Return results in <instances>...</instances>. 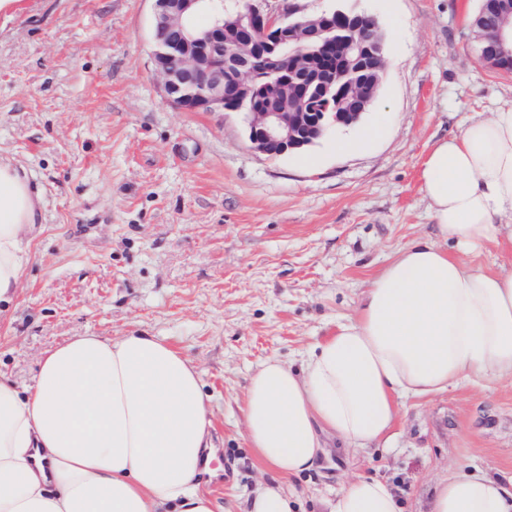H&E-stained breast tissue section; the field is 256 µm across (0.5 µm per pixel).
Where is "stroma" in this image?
<instances>
[{
  "instance_id": "obj_1",
  "label": "stroma",
  "mask_w": 512,
  "mask_h": 512,
  "mask_svg": "<svg viewBox=\"0 0 512 512\" xmlns=\"http://www.w3.org/2000/svg\"><path fill=\"white\" fill-rule=\"evenodd\" d=\"M270 4L365 12L388 38L362 119L284 156L250 144L243 114L166 101L152 0H22L0 24V155L44 200L32 261L0 313V374L33 386L40 357L81 334L163 338L198 369L216 450L204 488L226 512H246L276 479L245 439L251 375L271 357L299 366L356 317L394 254L435 232L419 191L431 146L512 104V74L477 52L480 0ZM391 433L387 448L329 441L314 471L283 485L302 512H327L350 478L372 474L405 512H430L449 469L511 478L512 383L408 401Z\"/></svg>"
}]
</instances>
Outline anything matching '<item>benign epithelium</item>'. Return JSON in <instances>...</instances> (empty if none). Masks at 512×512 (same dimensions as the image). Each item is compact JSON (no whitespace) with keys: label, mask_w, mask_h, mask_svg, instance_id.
<instances>
[{"label":"benign epithelium","mask_w":512,"mask_h":512,"mask_svg":"<svg viewBox=\"0 0 512 512\" xmlns=\"http://www.w3.org/2000/svg\"><path fill=\"white\" fill-rule=\"evenodd\" d=\"M152 39L166 100L188 112L245 114L251 145L299 152L329 130L356 124L375 101L387 61L378 22L365 12L281 16L267 0H153ZM208 9L207 29L192 19ZM512 0H482L480 58L512 71Z\"/></svg>","instance_id":"obj_1"}]
</instances>
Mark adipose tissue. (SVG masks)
Wrapping results in <instances>:
<instances>
[{
  "instance_id": "obj_1",
  "label": "adipose tissue",
  "mask_w": 512,
  "mask_h": 512,
  "mask_svg": "<svg viewBox=\"0 0 512 512\" xmlns=\"http://www.w3.org/2000/svg\"><path fill=\"white\" fill-rule=\"evenodd\" d=\"M420 179L435 240L399 249L300 369L272 357L250 378L245 438L277 473L315 469L330 437L388 445L400 401L512 380V271L472 260L490 245L512 254V105L437 141ZM43 205L25 167L0 158V305ZM210 428L195 364L163 339L73 337L42 356L30 390L0 375V512H216L197 490ZM329 512L402 507L388 481L359 474ZM432 512H512V482L450 471Z\"/></svg>"
}]
</instances>
